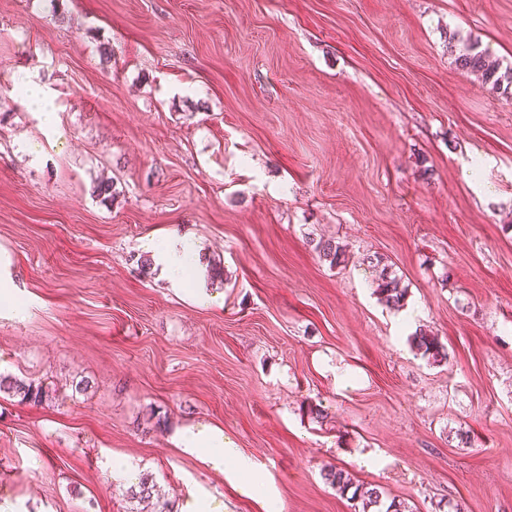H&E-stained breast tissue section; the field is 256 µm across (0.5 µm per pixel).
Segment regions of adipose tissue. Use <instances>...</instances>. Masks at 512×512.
<instances>
[{"mask_svg": "<svg viewBox=\"0 0 512 512\" xmlns=\"http://www.w3.org/2000/svg\"><path fill=\"white\" fill-rule=\"evenodd\" d=\"M143 248L158 266L161 277L175 288L181 286L189 272L196 270L200 260L196 244L176 234L163 241L146 239ZM173 441L181 453L197 457L227 479L248 480L251 495L267 498L271 512H281L275 495L267 494L262 485L253 482L252 476L258 469L256 462L226 438L223 429L205 424L192 425L178 430Z\"/></svg>", "mask_w": 512, "mask_h": 512, "instance_id": "obj_1", "label": "adipose tissue"}]
</instances>
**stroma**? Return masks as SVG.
<instances>
[{"instance_id":"obj_1","label":"stroma","mask_w":512,"mask_h":512,"mask_svg":"<svg viewBox=\"0 0 512 512\" xmlns=\"http://www.w3.org/2000/svg\"><path fill=\"white\" fill-rule=\"evenodd\" d=\"M467 39L512 67V0H0V373L56 390L0 394V512H129L118 456L171 512H266L172 447L193 424L283 512H362L329 465L406 512H512V94L456 68ZM174 233L222 280L143 267ZM368 266L375 268L378 271L377 278L375 279L376 288L374 292L379 296L380 300L387 305L393 307H403L407 297V289L401 286V282L395 276L391 277V272L388 271V265L383 264V259L380 257L366 258ZM379 268H381L379 270ZM412 343L415 349L428 360L438 361V357L440 360L445 357L444 346L439 343L436 336L419 331L412 337Z\"/></svg>"}]
</instances>
